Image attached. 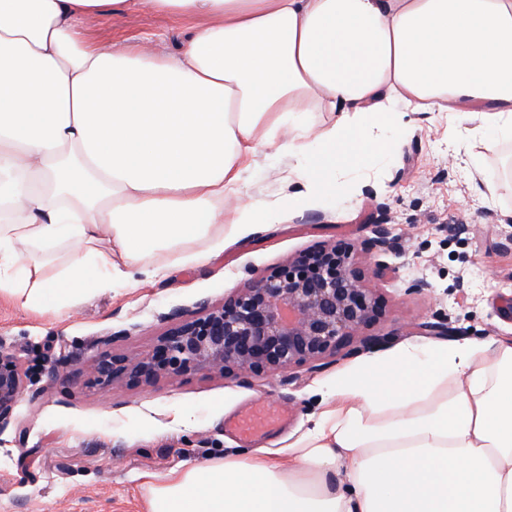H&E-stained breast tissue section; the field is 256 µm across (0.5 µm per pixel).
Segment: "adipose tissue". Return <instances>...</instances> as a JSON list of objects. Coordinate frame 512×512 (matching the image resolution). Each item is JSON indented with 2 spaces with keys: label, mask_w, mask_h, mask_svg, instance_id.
Here are the masks:
<instances>
[{
  "label": "adipose tissue",
  "mask_w": 512,
  "mask_h": 512,
  "mask_svg": "<svg viewBox=\"0 0 512 512\" xmlns=\"http://www.w3.org/2000/svg\"><path fill=\"white\" fill-rule=\"evenodd\" d=\"M110 5L193 26L116 49L81 32ZM404 112L512 141V0H0V295L59 311L161 251L206 263L225 208L240 232L343 196ZM266 150L302 189L243 201ZM336 394L287 464L145 480L146 512H512V340L403 346Z\"/></svg>",
  "instance_id": "adipose-tissue-1"
}]
</instances>
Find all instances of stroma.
I'll use <instances>...</instances> for the list:
<instances>
[{
	"instance_id": "stroma-1",
	"label": "stroma",
	"mask_w": 512,
	"mask_h": 512,
	"mask_svg": "<svg viewBox=\"0 0 512 512\" xmlns=\"http://www.w3.org/2000/svg\"><path fill=\"white\" fill-rule=\"evenodd\" d=\"M187 20L151 12L122 13L84 24L90 39L133 47L151 41L176 52ZM404 145L395 157L367 159L346 174L349 199L251 234L225 235L208 264L168 267L167 254L151 257L163 275H135L75 299L61 313L25 310L0 297V342L20 349L34 376L14 414L22 433L0 434V512H143V482L163 479L193 464L268 452L287 462L290 445L312 430L336 403V382L368 358L402 344L430 350L437 337L421 324L447 314L469 342L512 338V143L485 150L473 124L447 114L405 113ZM482 155L495 180L486 189L471 166ZM296 159L260 155L244 178L243 199L274 200L300 190ZM383 223L403 246L395 271L369 277L382 317L365 328L380 344L337 354L285 373L225 376L190 371L151 386H90L84 369L103 337L119 333L115 350L136 357L151 351L178 309L197 316L270 274L289 258L321 245L353 248ZM462 232H452V225ZM427 281L423 293L405 295L400 280ZM261 401L287 407L288 425L246 443L224 429Z\"/></svg>"
}]
</instances>
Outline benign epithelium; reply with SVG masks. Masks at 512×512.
<instances>
[{
	"label": "benign epithelium",
	"instance_id": "7a95c632",
	"mask_svg": "<svg viewBox=\"0 0 512 512\" xmlns=\"http://www.w3.org/2000/svg\"><path fill=\"white\" fill-rule=\"evenodd\" d=\"M362 252L399 255L401 246L385 224H374ZM175 321L153 350L139 358L115 352L119 339L108 336L85 364L94 384L118 381L149 385L187 371L261 376L284 372L336 355L363 328L380 318L364 270L349 252L322 245L289 260L275 272L255 280L206 308L203 316ZM427 336H460L448 315L439 313L421 325ZM27 372L18 352L0 344V435L19 429L14 405L26 390Z\"/></svg>",
	"mask_w": 512,
	"mask_h": 512
}]
</instances>
